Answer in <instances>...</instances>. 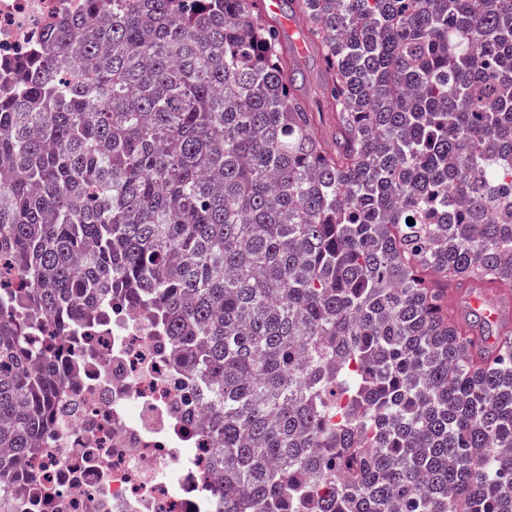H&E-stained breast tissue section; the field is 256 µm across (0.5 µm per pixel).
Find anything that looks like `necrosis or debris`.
<instances>
[{
    "label": "necrosis or debris",
    "mask_w": 512,
    "mask_h": 512,
    "mask_svg": "<svg viewBox=\"0 0 512 512\" xmlns=\"http://www.w3.org/2000/svg\"><path fill=\"white\" fill-rule=\"evenodd\" d=\"M86 3L0 0V58ZM87 334L94 354L69 349L41 451L0 488V512H221L203 468L213 444L196 427L202 391L156 314L117 305Z\"/></svg>",
    "instance_id": "obj_1"
}]
</instances>
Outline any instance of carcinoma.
I'll use <instances>...</instances> for the list:
<instances>
[{
	"mask_svg": "<svg viewBox=\"0 0 512 512\" xmlns=\"http://www.w3.org/2000/svg\"><path fill=\"white\" fill-rule=\"evenodd\" d=\"M290 2L317 111L252 0H88L0 64V486L64 376L32 326L124 296L214 396L224 512H512V330L448 296L512 286V0Z\"/></svg>",
	"mask_w": 512,
	"mask_h": 512,
	"instance_id": "cac0c4a2",
	"label": "carcinoma"
}]
</instances>
